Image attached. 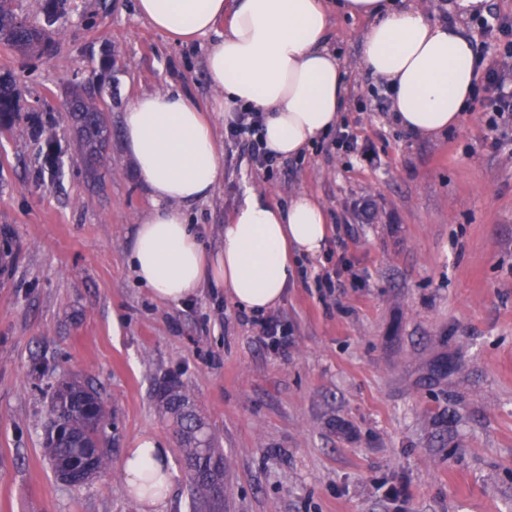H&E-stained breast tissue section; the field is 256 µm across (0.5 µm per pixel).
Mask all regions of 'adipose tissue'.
Listing matches in <instances>:
<instances>
[{
    "label": "adipose tissue",
    "mask_w": 512,
    "mask_h": 512,
    "mask_svg": "<svg viewBox=\"0 0 512 512\" xmlns=\"http://www.w3.org/2000/svg\"><path fill=\"white\" fill-rule=\"evenodd\" d=\"M334 8L369 20L361 62L386 86L396 123L425 138L458 126L479 61L461 23L483 10V0H453L444 19L419 0H137L139 16L172 40L212 36L206 65L218 93L206 109L182 92L143 93L123 114L126 155L152 200L128 256L158 301L177 303L212 286L241 309L264 313L287 293L291 255L323 253L326 212L306 193L282 208L266 192L249 191L224 226L223 251L211 256L186 211L209 200L222 176L209 113L229 120L243 105L264 113L267 146L283 159L336 128L348 86L328 46ZM170 458L166 441L151 432L127 449L122 486L143 512H162L176 483Z\"/></svg>",
    "instance_id": "ef3b65f1"
}]
</instances>
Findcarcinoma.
I'll use <instances>...</instances> for the list:
<instances>
[{"label":"carcinoma","instance_id":"1","mask_svg":"<svg viewBox=\"0 0 512 512\" xmlns=\"http://www.w3.org/2000/svg\"><path fill=\"white\" fill-rule=\"evenodd\" d=\"M14 2L0 0V40L20 54L41 55L42 45L50 47L55 43L54 37L66 36L64 29L53 33L48 30L64 11L66 0H48L45 27L27 23L17 14ZM82 86L83 83L76 80L68 88L69 98L77 103L71 120L85 162L96 166L102 160L110 130L103 118L104 98L85 94ZM20 95L21 87L15 78L10 74L0 75V119L14 121ZM163 398L179 428L183 462L192 488V507L206 512H224V499L215 495L212 485L214 477H224V450L216 446L209 423L190 410L187 394L172 388ZM47 417L45 449L55 473L75 464L82 465L89 448L98 449L93 471L99 474L107 469V456L101 447L105 442L108 414L97 392L79 383L62 382L51 399Z\"/></svg>","mask_w":512,"mask_h":512}]
</instances>
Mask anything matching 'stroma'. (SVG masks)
<instances>
[{
	"label": "stroma",
	"instance_id": "stroma-1",
	"mask_svg": "<svg viewBox=\"0 0 512 512\" xmlns=\"http://www.w3.org/2000/svg\"><path fill=\"white\" fill-rule=\"evenodd\" d=\"M58 24L67 37L41 59L0 41V74L22 78L21 106L41 110L60 157L50 173L42 142L0 128V512H141L120 463L145 431L177 472L165 512H190L159 398L171 381L224 448V512H512V121L491 134L476 100L459 127L412 136L361 63L368 20L334 14L355 148L319 143L269 175L225 142L213 197L188 212L215 254L246 187L325 206L322 257L295 258L272 311L288 329L276 353L223 289L163 304L127 262L152 203L123 151V114L158 90L208 106L209 38L168 40L136 0H68ZM91 70L116 87L112 164L93 176L64 110L69 79ZM325 272L334 290L318 288ZM74 377L113 423L107 470L80 487L44 454L50 395Z\"/></svg>",
	"mask_w": 512,
	"mask_h": 512
}]
</instances>
